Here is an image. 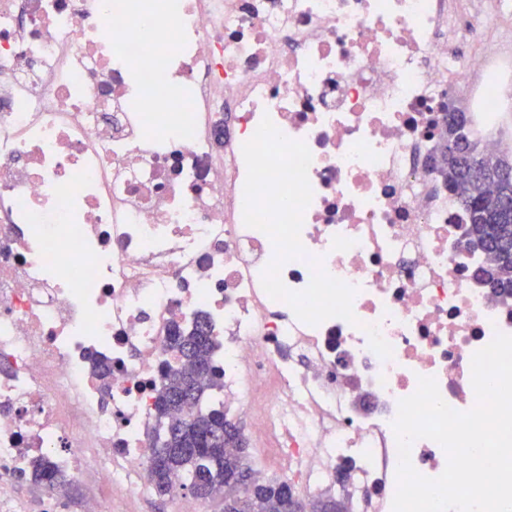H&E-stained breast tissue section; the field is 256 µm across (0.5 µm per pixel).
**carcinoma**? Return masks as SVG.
Here are the masks:
<instances>
[{
  "label": "carcinoma",
  "mask_w": 512,
  "mask_h": 512,
  "mask_svg": "<svg viewBox=\"0 0 512 512\" xmlns=\"http://www.w3.org/2000/svg\"><path fill=\"white\" fill-rule=\"evenodd\" d=\"M447 116L448 133L438 134L435 152L444 150L447 138L459 141L471 155L472 165L465 166L450 154L435 173L468 214L465 237L492 257L481 279L506 295L512 294V216L500 221L512 182L492 178L483 183L474 174L477 168L491 176L505 166L512 173V164L485 153L469 113L449 112ZM172 340L171 347L184 362L191 367L206 366L207 374L201 378L194 371H169L156 390V424L150 440H155L162 426L170 428L171 434L167 448L152 444L148 466L152 493L171 494L172 479L180 475L182 488L193 496L223 497L224 512H296L291 498L281 492L288 483L259 481L244 464L248 452L242 430L224 417V401L215 397L224 390V380L215 362V343L206 319L196 317L189 325L175 327ZM187 406L197 411L186 415ZM24 476L44 489L62 481L55 463L46 457L31 462Z\"/></svg>",
  "instance_id": "cac0c4a2"
}]
</instances>
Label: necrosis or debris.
<instances>
[{"label": "necrosis or debris", "instance_id": "1", "mask_svg": "<svg viewBox=\"0 0 512 512\" xmlns=\"http://www.w3.org/2000/svg\"><path fill=\"white\" fill-rule=\"evenodd\" d=\"M496 17L512 0H0V512L42 455L73 481L93 467L112 501L149 496L154 390L183 366L168 328L199 313L257 476L392 512L400 400L432 377L470 410L473 354L512 335L428 165L458 100L500 149L512 45L461 50ZM265 116L312 155L281 279L303 290L321 259L357 324L305 323L262 287L275 248L243 220L242 147Z\"/></svg>", "mask_w": 512, "mask_h": 512}]
</instances>
